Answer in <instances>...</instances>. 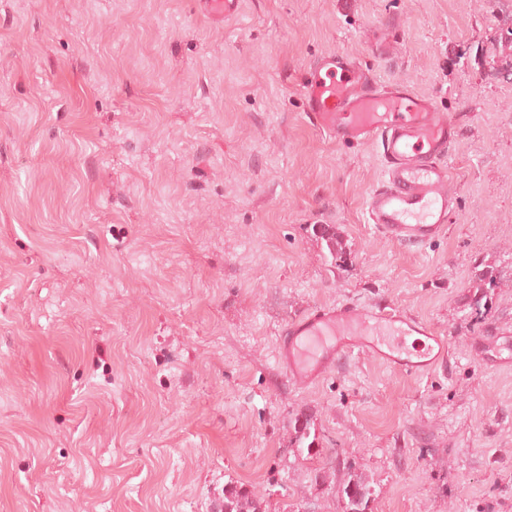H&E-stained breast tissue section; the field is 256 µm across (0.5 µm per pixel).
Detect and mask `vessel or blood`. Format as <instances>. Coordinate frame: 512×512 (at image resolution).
Returning a JSON list of instances; mask_svg holds the SVG:
<instances>
[{
  "label": "vessel or blood",
  "mask_w": 512,
  "mask_h": 512,
  "mask_svg": "<svg viewBox=\"0 0 512 512\" xmlns=\"http://www.w3.org/2000/svg\"><path fill=\"white\" fill-rule=\"evenodd\" d=\"M201 5L216 21L240 11V0H201ZM302 99L310 121L336 141L379 145L384 177L369 193L366 212L381 235L397 243H424L444 234L454 201L445 159L456 129L432 98L402 84L381 85L352 57L336 52L314 65ZM447 351L446 337L421 318L339 302L292 319L278 339L276 360L293 384L308 388L349 355L419 373Z\"/></svg>",
  "instance_id": "obj_1"
}]
</instances>
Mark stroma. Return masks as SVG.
I'll use <instances>...</instances> for the list:
<instances>
[{
    "instance_id": "obj_1",
    "label": "stroma",
    "mask_w": 512,
    "mask_h": 512,
    "mask_svg": "<svg viewBox=\"0 0 512 512\" xmlns=\"http://www.w3.org/2000/svg\"><path fill=\"white\" fill-rule=\"evenodd\" d=\"M511 26L512 0H0V512H342L353 472L371 512H512ZM331 52L456 127L444 235L368 224L379 146L301 98ZM343 301L422 318L443 363L296 388L280 331ZM203 12L212 20L226 21L235 18L240 11V0H201ZM261 503L250 491L231 489L224 494V512H261Z\"/></svg>"
}]
</instances>
